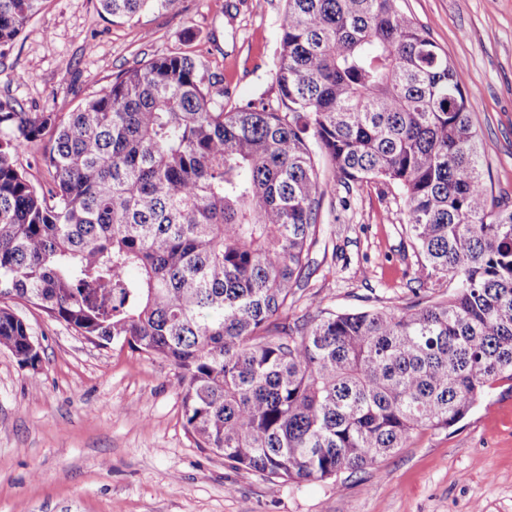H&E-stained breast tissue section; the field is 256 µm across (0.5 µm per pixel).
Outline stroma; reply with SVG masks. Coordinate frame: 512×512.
<instances>
[{"label": "stroma", "mask_w": 512, "mask_h": 512, "mask_svg": "<svg viewBox=\"0 0 512 512\" xmlns=\"http://www.w3.org/2000/svg\"><path fill=\"white\" fill-rule=\"evenodd\" d=\"M285 0H177L113 22L98 0H45L0 55V102L75 111L143 61L188 51L224 79L232 102L276 96ZM458 65L484 149L489 192L512 206V0H402ZM328 185L322 246L291 315L406 307L446 299L448 282L410 281L418 255L399 191L378 181ZM38 370L0 348V512H512V383L502 381L448 429L414 435L365 471L315 483L243 476L196 447L171 363L99 346L21 301Z\"/></svg>", "instance_id": "stroma-1"}]
</instances>
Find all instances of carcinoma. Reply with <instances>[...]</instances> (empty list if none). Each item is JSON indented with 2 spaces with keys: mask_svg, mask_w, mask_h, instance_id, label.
<instances>
[{
  "mask_svg": "<svg viewBox=\"0 0 512 512\" xmlns=\"http://www.w3.org/2000/svg\"><path fill=\"white\" fill-rule=\"evenodd\" d=\"M43 0H0V48ZM114 20L175 0H99ZM458 66L401 0H286L278 96L226 109L195 54L133 67L74 112L0 103V347L41 362L20 300L170 362L197 447L242 474L357 473L512 381V209L495 203ZM34 155L50 181L34 184ZM401 190L443 301L288 320L325 195Z\"/></svg>",
  "mask_w": 512,
  "mask_h": 512,
  "instance_id": "cac0c4a2",
  "label": "carcinoma"
}]
</instances>
